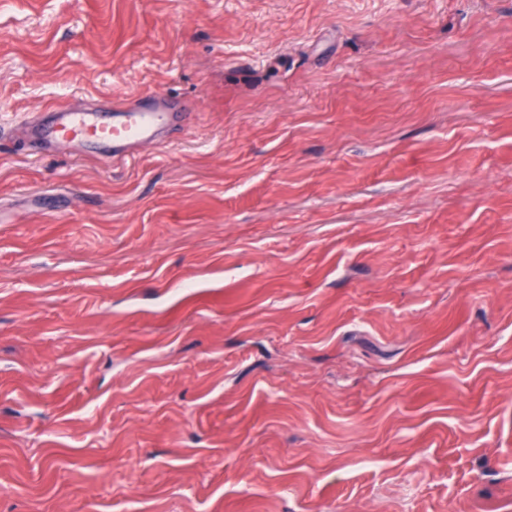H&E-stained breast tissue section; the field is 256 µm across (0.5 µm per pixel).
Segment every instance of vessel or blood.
<instances>
[{
    "label": "vessel or blood",
    "instance_id": "vessel-or-blood-1",
    "mask_svg": "<svg viewBox=\"0 0 512 512\" xmlns=\"http://www.w3.org/2000/svg\"><path fill=\"white\" fill-rule=\"evenodd\" d=\"M190 118L183 101L151 91L135 102L105 108L61 105L49 109L46 117L30 122L28 140L39 153L76 143L86 152L122 160L139 148L163 145L165 134L186 126Z\"/></svg>",
    "mask_w": 512,
    "mask_h": 512
}]
</instances>
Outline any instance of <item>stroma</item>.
<instances>
[{"label": "stroma", "mask_w": 512, "mask_h": 512, "mask_svg": "<svg viewBox=\"0 0 512 512\" xmlns=\"http://www.w3.org/2000/svg\"><path fill=\"white\" fill-rule=\"evenodd\" d=\"M0 512H512V0H0ZM47 117L31 121L28 140L44 152L62 143H76L86 153L123 160L145 146H164V136L185 127L191 118L180 100L151 91L133 103L77 109L70 104L50 108Z\"/></svg>", "instance_id": "obj_1"}]
</instances>
